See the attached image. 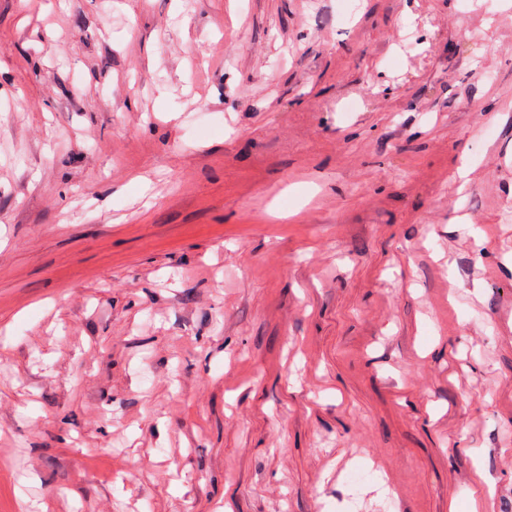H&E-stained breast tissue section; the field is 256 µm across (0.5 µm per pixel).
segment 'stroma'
I'll return each mask as SVG.
<instances>
[{
	"mask_svg": "<svg viewBox=\"0 0 512 512\" xmlns=\"http://www.w3.org/2000/svg\"><path fill=\"white\" fill-rule=\"evenodd\" d=\"M484 2L0 0V512H512Z\"/></svg>",
	"mask_w": 512,
	"mask_h": 512,
	"instance_id": "obj_1",
	"label": "stroma"
}]
</instances>
